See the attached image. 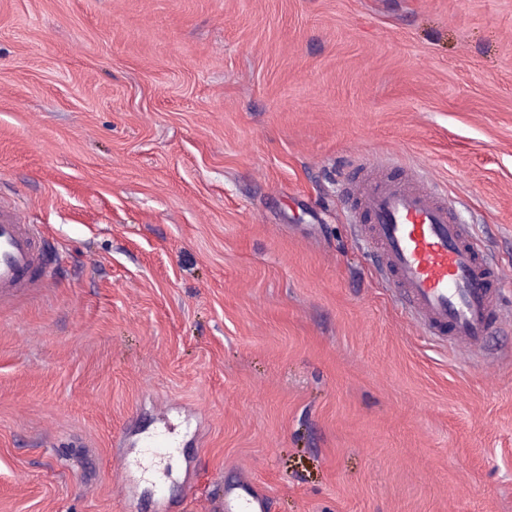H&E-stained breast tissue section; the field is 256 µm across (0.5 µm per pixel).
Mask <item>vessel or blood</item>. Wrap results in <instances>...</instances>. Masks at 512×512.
<instances>
[{
  "mask_svg": "<svg viewBox=\"0 0 512 512\" xmlns=\"http://www.w3.org/2000/svg\"><path fill=\"white\" fill-rule=\"evenodd\" d=\"M348 195L366 221L372 259L409 317L432 336L450 335L466 355L506 321L492 284L500 269L474 246L472 228L417 179L363 172ZM45 268L39 230L0 201V303L38 287ZM249 479L224 491V512H266Z\"/></svg>",
  "mask_w": 512,
  "mask_h": 512,
  "instance_id": "b4317fda",
  "label": "vessel or blood"
}]
</instances>
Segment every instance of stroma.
Wrapping results in <instances>:
<instances>
[{"label":"stroma","instance_id":"obj_1","mask_svg":"<svg viewBox=\"0 0 512 512\" xmlns=\"http://www.w3.org/2000/svg\"><path fill=\"white\" fill-rule=\"evenodd\" d=\"M364 164L456 201L512 306V0H0V199L47 247L0 304V512H224L238 473L512 512V327L462 359L407 319Z\"/></svg>","mask_w":512,"mask_h":512}]
</instances>
